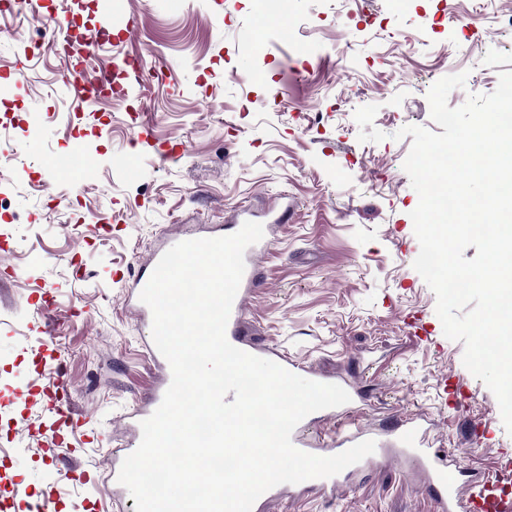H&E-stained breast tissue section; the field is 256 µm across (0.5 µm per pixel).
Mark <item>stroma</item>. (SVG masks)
I'll return each mask as SVG.
<instances>
[{
    "label": "stroma",
    "instance_id": "35a3bbf8",
    "mask_svg": "<svg viewBox=\"0 0 512 512\" xmlns=\"http://www.w3.org/2000/svg\"><path fill=\"white\" fill-rule=\"evenodd\" d=\"M20 8L23 23L0 15V113L14 118L0 130V234L12 246L0 255V470L11 498L26 506L48 492L62 512H134L110 458L132 453L126 418L161 370L127 286L173 225L199 232L283 196L295 214L260 259L246 336L353 382L371 401L356 413L366 427L425 414L432 447L468 449L465 468L491 477L512 460L496 397L444 336L413 267L412 139L396 136L434 129L427 93L442 77L467 75L454 108L512 71V0H490L477 23L472 0H280L261 28L254 0ZM55 12L111 32L95 69L140 61L161 76L82 102L43 32ZM76 145L81 159L65 166ZM59 383L78 425L60 441L44 397ZM394 445L342 492L276 496L263 512H438L425 472Z\"/></svg>",
    "mask_w": 512,
    "mask_h": 512
}]
</instances>
